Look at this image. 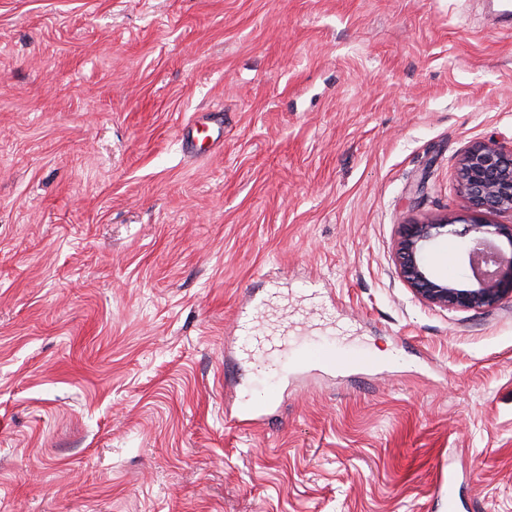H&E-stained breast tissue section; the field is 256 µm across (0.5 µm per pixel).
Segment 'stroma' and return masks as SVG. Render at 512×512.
<instances>
[{"instance_id": "1", "label": "stroma", "mask_w": 512, "mask_h": 512, "mask_svg": "<svg viewBox=\"0 0 512 512\" xmlns=\"http://www.w3.org/2000/svg\"><path fill=\"white\" fill-rule=\"evenodd\" d=\"M223 111L224 143L181 129ZM512 148L500 0H0V512H512V299L420 300L402 224ZM459 237L430 263L469 284ZM332 371L225 420L238 309ZM215 130L217 131V135L213 137ZM220 135V127L215 128L209 123L203 122L197 123L194 126L185 127L181 135V141L188 155L199 158L202 156V151L215 148ZM279 398V386L277 384L259 406L246 405L244 400L239 398L233 413L225 414L226 422L238 429H248L263 420L268 415L267 412L278 404Z\"/></svg>"}]
</instances>
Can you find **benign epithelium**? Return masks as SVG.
Instances as JSON below:
<instances>
[{"label": "benign epithelium", "instance_id": "benign-epithelium-1", "mask_svg": "<svg viewBox=\"0 0 512 512\" xmlns=\"http://www.w3.org/2000/svg\"><path fill=\"white\" fill-rule=\"evenodd\" d=\"M460 180L467 209L463 229H453L455 221L448 219L403 224L397 259L401 277L424 302L478 311L512 298V224L485 219L487 213L512 214V149L493 140L477 144L462 159ZM443 235L463 239L461 257L472 274L468 288L449 282L427 260L431 244ZM502 238L506 249L496 244Z\"/></svg>", "mask_w": 512, "mask_h": 512}]
</instances>
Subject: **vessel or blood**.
I'll list each match as a JSON object with an SVG mask.
<instances>
[{
	"label": "vessel or blood",
	"instance_id": "obj_1",
	"mask_svg": "<svg viewBox=\"0 0 512 512\" xmlns=\"http://www.w3.org/2000/svg\"><path fill=\"white\" fill-rule=\"evenodd\" d=\"M181 141L186 153L194 158L201 157L203 151L217 143L213 126L206 122L185 127ZM269 307L267 298L255 296L238 312L236 341L244 357L276 364V375L280 378L309 366H335L336 349L331 344L300 333L268 334L260 320ZM279 398L278 391L274 390L261 405L237 403L233 413L227 414L226 421L238 429L250 428L266 417Z\"/></svg>",
	"mask_w": 512,
	"mask_h": 512
}]
</instances>
